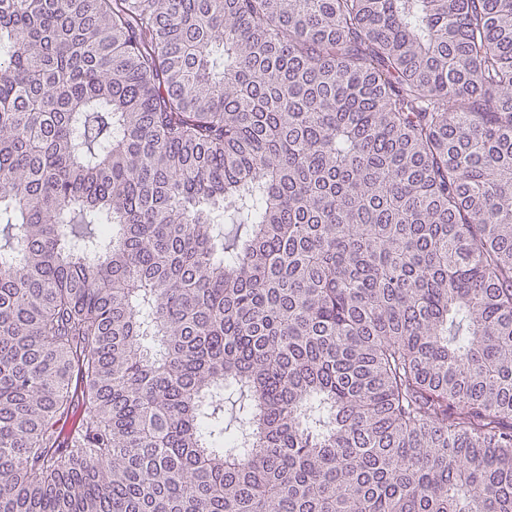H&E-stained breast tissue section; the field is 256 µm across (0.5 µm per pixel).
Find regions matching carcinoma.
<instances>
[{
    "mask_svg": "<svg viewBox=\"0 0 512 512\" xmlns=\"http://www.w3.org/2000/svg\"><path fill=\"white\" fill-rule=\"evenodd\" d=\"M0 512H512V0H0Z\"/></svg>",
    "mask_w": 512,
    "mask_h": 512,
    "instance_id": "carcinoma-1",
    "label": "carcinoma"
}]
</instances>
